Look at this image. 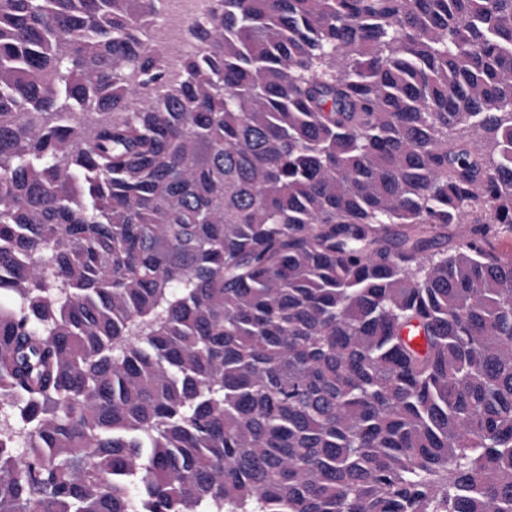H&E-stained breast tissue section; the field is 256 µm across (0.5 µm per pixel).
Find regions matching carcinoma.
I'll return each instance as SVG.
<instances>
[{
    "label": "carcinoma",
    "instance_id": "obj_1",
    "mask_svg": "<svg viewBox=\"0 0 512 512\" xmlns=\"http://www.w3.org/2000/svg\"><path fill=\"white\" fill-rule=\"evenodd\" d=\"M211 2L0 0V512H512V0ZM205 0H167L168 12L163 21H154L149 30L154 40L167 41L180 37L183 27L203 12Z\"/></svg>",
    "mask_w": 512,
    "mask_h": 512
}]
</instances>
